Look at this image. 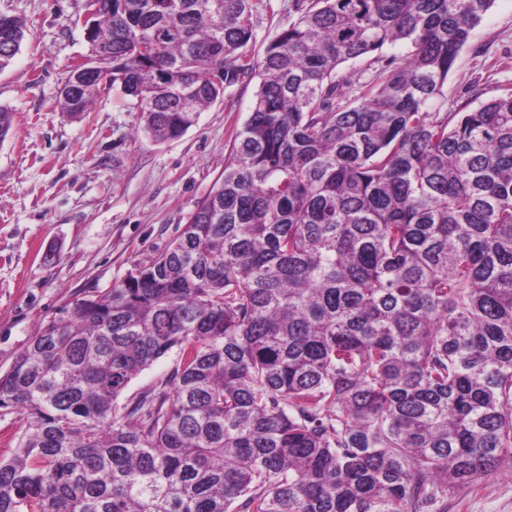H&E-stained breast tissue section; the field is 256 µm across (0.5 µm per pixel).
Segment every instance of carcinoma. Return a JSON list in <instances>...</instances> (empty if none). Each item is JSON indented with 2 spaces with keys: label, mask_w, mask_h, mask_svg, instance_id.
Segmentation results:
<instances>
[{
  "label": "carcinoma",
  "mask_w": 512,
  "mask_h": 512,
  "mask_svg": "<svg viewBox=\"0 0 512 512\" xmlns=\"http://www.w3.org/2000/svg\"><path fill=\"white\" fill-rule=\"evenodd\" d=\"M293 2L254 61L262 0H96L91 53L154 140L260 82L167 248L0 373L25 418L0 512H427L512 461V89L431 110L495 0ZM174 348L171 394L117 414ZM370 62V57L349 61L341 66V72L350 77L353 87L376 82L380 64L375 63L370 66Z\"/></svg>",
  "instance_id": "carcinoma-1"
}]
</instances>
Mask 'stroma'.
Instances as JSON below:
<instances>
[{
  "mask_svg": "<svg viewBox=\"0 0 512 512\" xmlns=\"http://www.w3.org/2000/svg\"><path fill=\"white\" fill-rule=\"evenodd\" d=\"M85 3L0 0V16L26 24L21 52L0 73V105L14 114L12 134L0 143L1 371L68 300L119 284L181 232L223 172L258 86L253 80L226 90L195 126L164 142L139 132V112L115 91L86 112L61 111V87L90 54L78 23ZM295 18L291 0H263L253 16L251 58ZM504 88H512V0H495L432 108H474ZM178 361L170 351L136 376L117 407L165 391ZM438 508L512 512V463L456 486Z\"/></svg>",
  "mask_w": 512,
  "mask_h": 512,
  "instance_id": "stroma-1",
  "label": "stroma"
}]
</instances>
